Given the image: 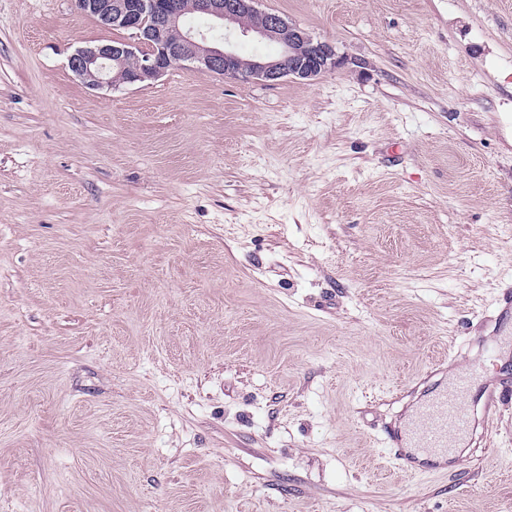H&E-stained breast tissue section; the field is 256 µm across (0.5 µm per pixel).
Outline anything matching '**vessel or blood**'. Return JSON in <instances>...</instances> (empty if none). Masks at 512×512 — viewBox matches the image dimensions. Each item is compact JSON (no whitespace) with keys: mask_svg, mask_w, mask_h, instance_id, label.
<instances>
[{"mask_svg":"<svg viewBox=\"0 0 512 512\" xmlns=\"http://www.w3.org/2000/svg\"><path fill=\"white\" fill-rule=\"evenodd\" d=\"M510 402L512 384L485 379L476 369L461 371L427 388L403 426L388 431L383 443L401 470L431 473L447 462L473 422L493 423Z\"/></svg>","mask_w":512,"mask_h":512,"instance_id":"vessel-or-blood-1","label":"vessel or blood"}]
</instances>
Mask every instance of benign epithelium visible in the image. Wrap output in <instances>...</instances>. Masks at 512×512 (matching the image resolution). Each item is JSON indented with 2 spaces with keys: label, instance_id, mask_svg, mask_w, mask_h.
<instances>
[{
  "label": "benign epithelium",
  "instance_id": "benign-epithelium-1",
  "mask_svg": "<svg viewBox=\"0 0 512 512\" xmlns=\"http://www.w3.org/2000/svg\"><path fill=\"white\" fill-rule=\"evenodd\" d=\"M196 10L222 26L232 25L243 37L255 36L279 44L276 58L244 60L227 48L212 47L206 39L184 27L183 11L174 0H75L82 13L104 27L135 31L150 47L138 51L129 42L100 44L76 50L68 59L70 69L92 87L113 85L112 70L136 61L127 82L154 80L174 62L198 63L207 70L248 82L275 83L292 76L310 81L344 63L335 46L313 37L307 30L272 12H260L257 0H195ZM260 15L264 23H247Z\"/></svg>",
  "mask_w": 512,
  "mask_h": 512
}]
</instances>
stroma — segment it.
<instances>
[{
  "instance_id": "stroma-1",
  "label": "stroma",
  "mask_w": 512,
  "mask_h": 512,
  "mask_svg": "<svg viewBox=\"0 0 512 512\" xmlns=\"http://www.w3.org/2000/svg\"><path fill=\"white\" fill-rule=\"evenodd\" d=\"M258 7L344 65L92 89L131 31L0 0V512H512V404L430 475L380 443L512 374V0Z\"/></svg>"
}]
</instances>
